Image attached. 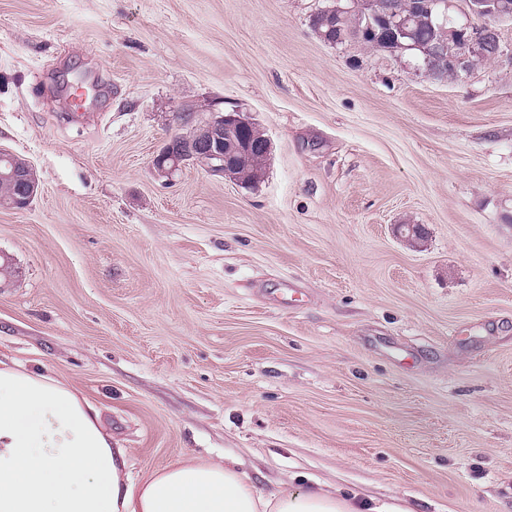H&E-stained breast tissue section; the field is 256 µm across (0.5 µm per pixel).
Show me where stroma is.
<instances>
[{
  "instance_id": "stroma-1",
  "label": "stroma",
  "mask_w": 512,
  "mask_h": 512,
  "mask_svg": "<svg viewBox=\"0 0 512 512\" xmlns=\"http://www.w3.org/2000/svg\"><path fill=\"white\" fill-rule=\"evenodd\" d=\"M330 2L0 0V150L39 179L0 208V355L136 473L229 456L265 493L512 512V20L437 80L323 41ZM188 109L265 134L259 182L156 177Z\"/></svg>"
}]
</instances>
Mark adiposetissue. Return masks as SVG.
<instances>
[{
  "label": "adipose tissue",
  "instance_id": "obj_1",
  "mask_svg": "<svg viewBox=\"0 0 512 512\" xmlns=\"http://www.w3.org/2000/svg\"><path fill=\"white\" fill-rule=\"evenodd\" d=\"M0 512H408L320 488L263 493L232 460L132 475L97 409L68 383L0 358Z\"/></svg>",
  "mask_w": 512,
  "mask_h": 512
}]
</instances>
